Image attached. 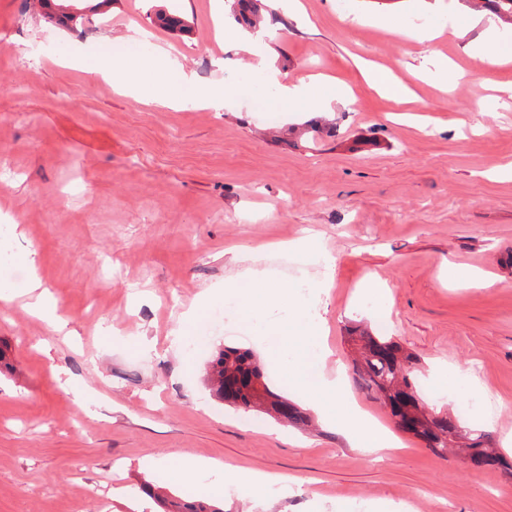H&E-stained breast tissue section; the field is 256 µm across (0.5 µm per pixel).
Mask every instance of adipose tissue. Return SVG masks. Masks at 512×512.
Returning a JSON list of instances; mask_svg holds the SVG:
<instances>
[{"instance_id":"ef3b65f1","label":"adipose tissue","mask_w":512,"mask_h":512,"mask_svg":"<svg viewBox=\"0 0 512 512\" xmlns=\"http://www.w3.org/2000/svg\"><path fill=\"white\" fill-rule=\"evenodd\" d=\"M430 10L436 14L447 15L449 22L460 25L462 31L479 29V39L467 47L470 57L484 59L487 49L491 47L500 49L501 60L512 57L501 50L502 45L507 42V34L498 26L491 11L470 13L462 0H433ZM172 67V61L164 54L158 55L147 71L130 59L117 55L100 59L95 66V72L102 78L113 81L119 90L134 99L145 98L161 107L178 108L189 97L204 107H215L223 101V85L201 87L192 75L184 72L179 77H171ZM251 285L252 294L236 295L235 312L244 322L250 323L258 332L263 333L270 329L267 320L269 309L283 307L292 311L296 337L293 343H285L278 348L275 363L309 406L326 419L344 421L355 447L374 453L397 450L398 441L389 430L353 407L342 377L326 373L324 365L328 352L319 339L309 306L288 295L279 284L262 273L252 276ZM21 293L28 297V306L32 312L49 325L64 328L65 323L36 272H29L23 291L0 287V306H9ZM152 467L161 481L191 485L200 483L206 492L216 495L229 483L240 488L246 497L258 499L278 482L277 477L268 473H244L233 467H225L221 470L219 482L205 484L202 483L201 476L211 468L206 461L191 460L177 466L156 461Z\"/></svg>"}]
</instances>
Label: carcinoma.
I'll use <instances>...</instances> for the list:
<instances>
[{"mask_svg": "<svg viewBox=\"0 0 512 512\" xmlns=\"http://www.w3.org/2000/svg\"><path fill=\"white\" fill-rule=\"evenodd\" d=\"M487 7L502 22L512 25V0H479L474 4L478 10ZM350 334L357 354L352 360L357 386L381 405L386 398L392 401V416L403 430L420 438L438 456L451 452L475 466L496 465L504 475L512 476V462L498 453L489 435L470 428L448 412L428 406L417 387L412 353L366 329H353ZM205 377L216 398L244 409L276 415L285 401L269 387L260 364L246 351L220 350L205 368ZM153 496L163 512H224L218 502L187 501L164 491Z\"/></svg>", "mask_w": 512, "mask_h": 512, "instance_id": "cac0c4a2", "label": "carcinoma"}]
</instances>
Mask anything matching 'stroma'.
Returning <instances> with one entry per match:
<instances>
[{"mask_svg": "<svg viewBox=\"0 0 512 512\" xmlns=\"http://www.w3.org/2000/svg\"><path fill=\"white\" fill-rule=\"evenodd\" d=\"M271 37L251 55L220 33L228 0H107L91 23L61 25L25 0H0V240L32 253L65 332L0 307V512H160L143 494L154 458L211 460L282 476L266 500L224 490V512H512L500 469L434 455L355 384L348 330L384 326L417 359L432 407L501 439L512 432V61H477L444 33L428 43L371 24L424 27L426 0H262ZM180 12L171 32L158 12ZM143 42L169 52L198 84H221V108L139 103L94 74L65 67L75 50ZM270 70L256 66L257 57ZM459 81L434 76L432 58ZM401 79L398 105L365 80ZM327 76L329 110L280 101L277 81ZM333 260L331 278L281 252L304 234ZM488 285L449 282V268ZM262 268L314 287L331 352L357 406L394 430L391 454L354 449L344 424L312 432L213 397L201 366L219 349L250 350L268 382L272 338L210 319L224 285ZM376 277L386 308L361 288ZM207 310L187 313L200 294ZM465 369L448 397V370ZM79 381L76 400L67 379ZM491 393L482 400L472 384Z\"/></svg>", "mask_w": 512, "mask_h": 512, "instance_id": "obj_1", "label": "stroma"}]
</instances>
